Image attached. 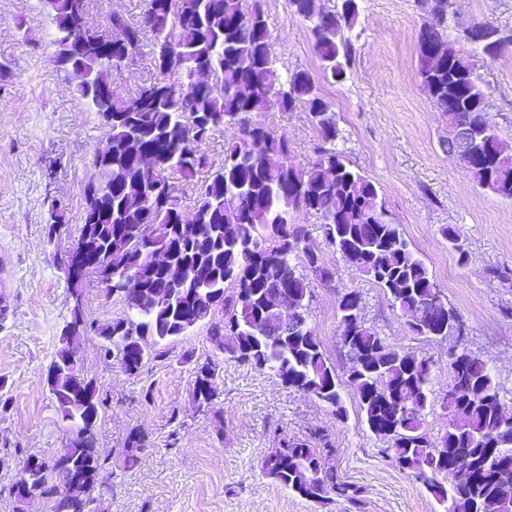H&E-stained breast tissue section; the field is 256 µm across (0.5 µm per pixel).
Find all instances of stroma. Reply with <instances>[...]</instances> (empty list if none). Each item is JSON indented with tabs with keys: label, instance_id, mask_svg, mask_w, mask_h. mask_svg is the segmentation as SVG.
Masks as SVG:
<instances>
[{
	"label": "stroma",
	"instance_id": "obj_1",
	"mask_svg": "<svg viewBox=\"0 0 512 512\" xmlns=\"http://www.w3.org/2000/svg\"><path fill=\"white\" fill-rule=\"evenodd\" d=\"M262 3L281 73L304 69L314 78L336 114L337 149L377 186L444 301L462 316L465 348L491 369L512 409V201L481 188L448 153V119L419 77V0H359L358 19L347 32L351 69L340 84L325 78L308 24L290 15L287 0ZM146 8L147 0H86V23L106 29L117 12L136 24ZM481 19L512 28V0H448L447 40L474 63L489 93L486 118L512 146V43L492 60L460 37L463 26ZM54 37L42 0H0V64L9 68L0 81V512H51L38 496L15 501L8 486L28 455L52 458L71 436L46 377L74 305L100 325L127 312L120 297H106L93 282L73 297L63 272L80 236L93 154L107 137L79 97L76 78L57 70ZM155 75L147 43L113 71V93L133 97ZM261 119L287 136L294 164L306 167L320 142L310 114L274 108ZM54 207L64 221L50 244L44 225ZM297 221L334 273L329 284L312 281L308 323L337 376L347 377L337 303L356 291L366 325L385 344L428 359L432 395L424 428L429 441H440L454 340L413 333L387 294L326 242L313 214ZM448 225L463 240L466 258L442 235ZM101 343L91 332L74 344L104 400L95 438L108 474L94 492L96 512H314L311 503L263 477L260 467L279 438L307 440L316 431L331 440L339 476L362 487L365 512H438L424 486L383 453L351 388L341 393L347 416L338 420L329 406L267 370L225 359L205 324L176 338L166 356L148 360L134 377L101 354ZM211 361L219 368L220 395L214 407L201 409L192 398L196 371ZM136 432L146 446L133 468H122Z\"/></svg>",
	"mask_w": 512,
	"mask_h": 512
}]
</instances>
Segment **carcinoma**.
<instances>
[{"instance_id": "1", "label": "carcinoma", "mask_w": 512, "mask_h": 512, "mask_svg": "<svg viewBox=\"0 0 512 512\" xmlns=\"http://www.w3.org/2000/svg\"><path fill=\"white\" fill-rule=\"evenodd\" d=\"M78 0H60L51 13L56 24V67L68 71V54L80 52L83 79L77 86L81 99L98 114L112 113L103 125L112 143V158L93 156V173L112 169V199L97 222L84 216L79 239L112 250V266L136 264L134 246L149 241L170 253L178 264L197 267V279L176 284L162 269L127 279L120 293L130 314L87 329L126 340L127 325H134L149 348V357L161 358L167 346L190 328L208 323L218 311L223 325L212 326L210 336L218 349L242 364H268L282 384L314 396L332 408L336 418L347 417L336 366L328 362L321 343L308 324L312 288L297 276L282 288L298 305L302 328L283 337L272 329L263 295L279 286V268L291 257L305 261L322 283L333 273L324 267L308 244V228L295 214L309 212L322 224L324 236L343 259L390 296L407 325L414 309L442 297L425 262L410 248L375 185L355 171L332 144L339 137L335 113L305 70L282 77L273 57L272 34L262 0H148L143 19L129 24L114 13L110 22L122 35L113 44V62L102 61L88 37H81L74 17ZM308 0H288L289 13L309 22L313 51L324 76L334 82L347 79L352 43L344 31L359 15L358 0H340L334 10L311 15ZM426 15L419 38L422 87L448 124L465 122L483 135L481 158L456 157L474 181L501 198L512 200V149L496 130L484 123L488 93L474 75L466 56L446 47L443 61L431 55L434 45L445 44L448 15L440 0H420ZM151 35L158 77L129 99L99 103L91 96L98 81L112 68L136 55L144 34ZM461 38L493 59L512 42V29L481 20L476 29L461 31ZM207 69L222 79V87L201 84L197 73ZM303 107L315 118L323 146L305 168L297 167L288 139L275 134L258 116L276 107L290 111ZM237 128L224 144V164L213 171L198 192L192 216H186L169 174L177 172L190 182L209 167L202 150L219 128ZM167 139L164 154L140 167L141 153L159 149L155 137ZM339 343L349 361L348 386L359 398L369 430L387 441L385 452L396 465L425 486L440 512H512V487L493 482L468 487L451 486L441 478L448 457L467 455L483 461L496 448L512 449V412L504 408L500 386L487 365L471 356L465 369L450 378L444 409L448 429L440 445L422 431L432 390L426 360L384 341L362 318L361 295L352 291L339 299ZM72 336H62L64 347L54 360L58 370L50 380L62 419L71 423L68 469L83 473L85 495L78 512H88L97 470L105 461L95 456L91 436L99 406L90 410L80 390L84 373L76 361ZM216 365L197 369L193 400L210 408L218 397ZM333 450L326 435L311 445L283 437L262 463L263 474L297 497L322 508L333 498L362 512V489L342 480L330 460ZM34 455L23 463L22 474L37 478L40 495L49 502L58 493L54 470L33 466Z\"/></svg>"}]
</instances>
